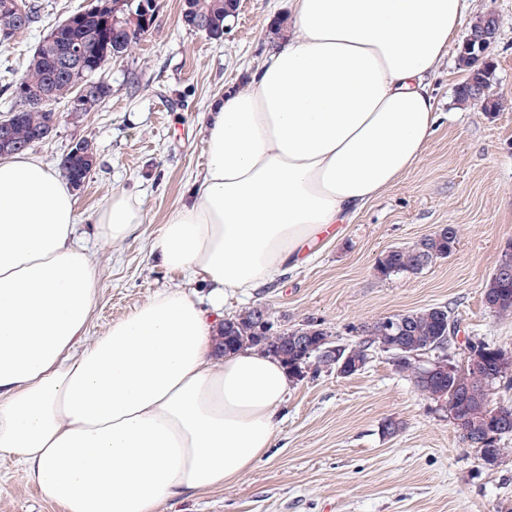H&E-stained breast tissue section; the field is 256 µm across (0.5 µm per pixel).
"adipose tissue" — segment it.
<instances>
[{"instance_id": "ef3b65f1", "label": "adipose tissue", "mask_w": 512, "mask_h": 512, "mask_svg": "<svg viewBox=\"0 0 512 512\" xmlns=\"http://www.w3.org/2000/svg\"><path fill=\"white\" fill-rule=\"evenodd\" d=\"M467 0H292L287 38L248 88L208 107L207 160L150 256L210 290L158 292L93 341L98 265L74 190L0 158V453L65 512H158L236 482L268 455L291 378L244 349L215 358L227 292L249 295L378 197L439 120L432 81ZM123 192L106 246L145 223Z\"/></svg>"}]
</instances>
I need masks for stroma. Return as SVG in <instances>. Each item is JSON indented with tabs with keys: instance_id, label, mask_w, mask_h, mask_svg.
I'll return each instance as SVG.
<instances>
[{
	"instance_id": "stroma-1",
	"label": "stroma",
	"mask_w": 512,
	"mask_h": 512,
	"mask_svg": "<svg viewBox=\"0 0 512 512\" xmlns=\"http://www.w3.org/2000/svg\"><path fill=\"white\" fill-rule=\"evenodd\" d=\"M38 2L33 27L0 47V116L13 106L9 85L38 42L89 0ZM159 3L153 32L100 71L110 88L105 101L89 112L56 104V130L32 150L53 167L81 140L97 153L94 170L75 191L81 242L99 262L92 337L160 290L178 288L208 305L207 288L157 264L149 248L204 170L211 100L247 83L286 33L291 13L290 0H241L231 31L217 42L182 24V0ZM490 11L499 21L493 89L509 107L489 115L458 105L455 90L465 73L458 65L463 39L455 37L434 80L440 120L418 163L285 276L252 295H229L224 316L260 305L281 328L314 321L355 344L361 325L444 305L455 326L448 352L456 359L474 338L512 351V318L490 313L482 299L512 242V0H469L462 25ZM116 191L141 200L146 222L104 249L91 226ZM446 224L459 228L448 258L415 276L377 272L381 254ZM279 416L269 457L233 486L170 498L158 512H512V453L497 467L484 466L446 409L422 395L386 355H375L351 377L309 372L292 384ZM389 419L401 429L386 437L381 426ZM0 512L64 510L27 480L16 457L0 453Z\"/></svg>"
}]
</instances>
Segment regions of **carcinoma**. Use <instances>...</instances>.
Instances as JSON below:
<instances>
[{
	"instance_id": "cac0c4a2",
	"label": "carcinoma",
	"mask_w": 512,
	"mask_h": 512,
	"mask_svg": "<svg viewBox=\"0 0 512 512\" xmlns=\"http://www.w3.org/2000/svg\"><path fill=\"white\" fill-rule=\"evenodd\" d=\"M105 0H96L84 10H77L67 18L63 27L52 28L53 38L42 40L39 50L33 53L23 76L11 85L15 106L20 111L14 113L11 122L0 127V150L4 154L27 151L42 141L45 131L56 128L59 115L47 110L38 103H29L21 98L27 88H38L48 93L52 103L65 101L71 112H89L99 105L97 94L103 92L95 76L109 60L124 56L128 50L154 26H138L129 33L118 32L112 27V14L101 8ZM206 16L207 28L224 34L227 14L234 6V0H192ZM21 4L30 14L29 24L38 19L37 5L32 0H0V36L15 39L27 31L18 23ZM491 44L483 48L461 46L458 64L466 72L464 81L456 91L457 100L467 105H478L481 110L493 114L504 108L502 97L494 94L492 86L495 77L494 66L486 60V52ZM74 48L83 51V65L72 71L64 67V59ZM97 158L91 144L82 140L77 150L62 156L59 167L65 177L74 185H82L90 171L96 166ZM457 244V229L448 224L432 234L405 248H395L380 255L376 270L385 277L417 275L434 261L446 258ZM482 298L485 307L500 317L512 316V274L491 276L487 279ZM403 319L405 331L401 336H392L381 331L380 321L376 320L361 326V332L368 339L353 346L351 363L360 367L359 373L370 362L375 346L394 357L400 352L399 346L406 348V357L399 362L397 371L410 377L415 387L436 403L442 401L456 406V401L464 400L467 394H480L483 384L492 388H512V351L496 346L483 339H475L469 348L479 351L480 371L475 373L448 372L442 370L428 383L420 382L422 356L429 352H444L448 345L450 317L445 306H431L408 311L399 315ZM224 340L221 341L223 354L244 347H255L278 357L293 373L310 366L314 371L324 367L318 357L323 348L320 341L333 337L321 324L309 322L302 328L293 330L279 328L271 317L260 307H254L242 314L224 320ZM512 437V405L498 404L493 400H482L480 413L471 422L469 433L463 440L477 449L481 461L494 454L502 456L505 441Z\"/></svg>"
}]
</instances>
